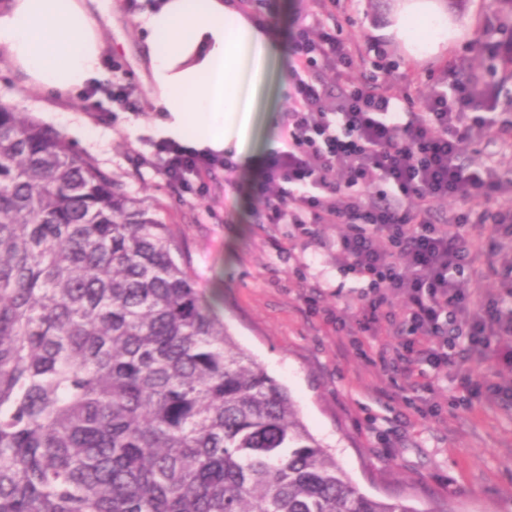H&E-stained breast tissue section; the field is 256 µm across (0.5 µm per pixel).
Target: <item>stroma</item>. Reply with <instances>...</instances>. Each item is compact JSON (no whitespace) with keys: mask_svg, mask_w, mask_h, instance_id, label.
Wrapping results in <instances>:
<instances>
[{"mask_svg":"<svg viewBox=\"0 0 512 512\" xmlns=\"http://www.w3.org/2000/svg\"><path fill=\"white\" fill-rule=\"evenodd\" d=\"M159 0H123L98 17L104 42L100 65L137 86L134 109L102 101L87 111L81 89L63 93L27 87L0 50V104L16 108L94 158L132 197L155 208L182 244V263L224 323L296 402L300 417L330 448L363 493L405 500L418 512L450 503L455 512H512V398L470 397L462 373L512 387V352L490 353L468 364L460 357L428 369L430 389L384 366L382 351L397 343L392 332L354 337L311 314L307 297L336 308L347 324L358 314L363 286L342 270L328 241L336 228L313 226L296 235L288 224L262 221L264 206L252 186L264 173L268 143L280 142L288 122L289 94L280 88L290 61L272 70L269 96L257 114L250 164L216 171L200 194L170 184L144 164L159 118L152 108L149 46L141 19ZM388 0H336L330 12L357 59L349 83L385 77L404 103L420 107L427 96L451 90L460 65L478 62L482 83L497 87L499 109L512 113V70L504 46L512 43V8L503 0H459L461 33L437 56L416 60L380 28ZM321 0H255L251 14L290 44L298 17L321 11Z\"/></svg>","mask_w":512,"mask_h":512,"instance_id":"stroma-1","label":"stroma"}]
</instances>
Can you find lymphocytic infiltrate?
Wrapping results in <instances>:
<instances>
[{"mask_svg":"<svg viewBox=\"0 0 512 512\" xmlns=\"http://www.w3.org/2000/svg\"><path fill=\"white\" fill-rule=\"evenodd\" d=\"M291 54L298 77L287 145L269 153L254 189L265 223L339 226L336 256L365 281L358 332L400 337L390 365L438 367L453 349L469 361L486 357L491 339L512 343V310L504 308L512 283L496 294L478 286L491 273L512 275V254L487 259L482 241L466 231L489 224L512 238V182L496 167L463 160L465 146L489 132L512 138V123L494 129L482 117L496 89L462 82L455 96L433 93L413 112L381 82L323 84L320 67H352L355 52L318 13L301 18ZM152 156L167 181L200 191L215 168L235 167L231 154L166 139L154 142ZM378 182L388 192L372 193ZM447 198L460 207L438 218L435 205ZM398 296L404 307L396 311Z\"/></svg>","mask_w":512,"mask_h":512,"instance_id":"f902f5d3","label":"lymphocytic infiltrate"}]
</instances>
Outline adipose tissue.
<instances>
[{"mask_svg": "<svg viewBox=\"0 0 512 512\" xmlns=\"http://www.w3.org/2000/svg\"><path fill=\"white\" fill-rule=\"evenodd\" d=\"M384 28L415 59L458 33L444 0H393ZM143 24L162 135L250 156L257 102L284 48L271 27L228 0H162ZM0 50L33 88L83 86L100 72L101 40L87 0H0Z\"/></svg>", "mask_w": 512, "mask_h": 512, "instance_id": "adipose-tissue-1", "label": "adipose tissue"}]
</instances>
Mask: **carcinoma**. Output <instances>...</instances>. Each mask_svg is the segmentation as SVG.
I'll return each instance as SVG.
<instances>
[{"label": "carcinoma", "instance_id": "1", "mask_svg": "<svg viewBox=\"0 0 512 512\" xmlns=\"http://www.w3.org/2000/svg\"><path fill=\"white\" fill-rule=\"evenodd\" d=\"M179 252L0 110V512H416L353 485Z\"/></svg>", "mask_w": 512, "mask_h": 512}]
</instances>
